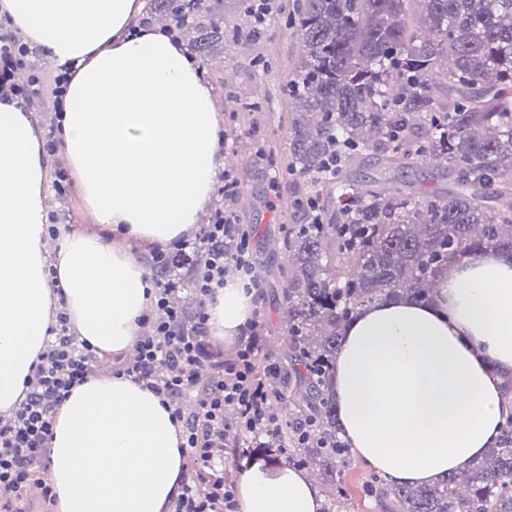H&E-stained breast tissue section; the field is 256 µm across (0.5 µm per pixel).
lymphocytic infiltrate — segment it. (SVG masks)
Segmentation results:
<instances>
[{"label":"lymphocytic infiltrate","mask_w":512,"mask_h":512,"mask_svg":"<svg viewBox=\"0 0 512 512\" xmlns=\"http://www.w3.org/2000/svg\"><path fill=\"white\" fill-rule=\"evenodd\" d=\"M27 45L0 33V95L22 98L26 86L14 84L13 74L27 55ZM156 285L157 316L149 318L137 342L134 360L116 363L114 375L146 383L173 408L183 428L185 463L180 492L168 512H236L234 494L220 476H204L224 449V437L240 439L270 436L277 419L272 410L267 380L272 364L257 350L260 324L251 321L232 359L208 340V315L198 309L194 326L181 328V311ZM95 353L70 332L65 311L56 315V334L41 354L25 400L7 419H0V512H26L23 491L39 483L47 506L56 494L45 473L47 443L55 414L72 388L93 371Z\"/></svg>","instance_id":"obj_1"}]
</instances>
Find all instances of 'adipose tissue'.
I'll return each mask as SVG.
<instances>
[{"mask_svg": "<svg viewBox=\"0 0 512 512\" xmlns=\"http://www.w3.org/2000/svg\"><path fill=\"white\" fill-rule=\"evenodd\" d=\"M37 54L70 68L57 132L43 148L30 109L0 99V415L25 399L58 308L97 357L129 355L154 287L137 251L190 236L224 168L219 104L182 42L143 22L142 0H0ZM71 170L98 224L49 241L47 176ZM251 300L206 303L216 340L239 333ZM512 375V256L466 255L434 304L361 310L330 385L357 458L395 483L467 469L494 447ZM182 425L144 383L91 374L60 406L48 441L60 512H166L183 473ZM239 512H322L312 477L253 460L238 472Z\"/></svg>", "mask_w": 512, "mask_h": 512, "instance_id": "1", "label": "adipose tissue"}]
</instances>
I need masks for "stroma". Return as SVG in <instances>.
Returning a JSON list of instances; mask_svg holds the SVG:
<instances>
[{
    "label": "stroma",
    "mask_w": 512,
    "mask_h": 512,
    "mask_svg": "<svg viewBox=\"0 0 512 512\" xmlns=\"http://www.w3.org/2000/svg\"><path fill=\"white\" fill-rule=\"evenodd\" d=\"M297 55L295 37L284 21L279 20L269 26L261 40L227 41L223 63L207 65L209 81L225 82L224 87L216 91L224 102L220 137L225 156H232L246 144L255 149L268 143L285 147L287 133L283 116L288 105L280 88ZM256 57L266 60L265 69L251 67L250 61ZM244 99L256 101L257 111L250 114L243 111L240 102ZM230 173L238 184L234 198L236 221L254 229L251 240L254 254L271 258L273 251L268 247L269 242L276 240L278 228L290 221L289 212L279 206L287 191L276 188L274 170L265 165L252 162L234 166ZM46 206L48 213L65 216V226L69 229L94 221L75 186L63 195L48 189Z\"/></svg>",
    "instance_id": "obj_1"
}]
</instances>
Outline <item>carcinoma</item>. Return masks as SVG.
Here are the masks:
<instances>
[{
	"label": "carcinoma",
	"mask_w": 512,
	"mask_h": 512,
	"mask_svg": "<svg viewBox=\"0 0 512 512\" xmlns=\"http://www.w3.org/2000/svg\"><path fill=\"white\" fill-rule=\"evenodd\" d=\"M246 38L285 16L302 53L293 62L288 142L281 159L260 150L286 180L291 223L280 259L265 265L288 312L277 348V438L252 453L309 471L323 512H350L340 435L328 386L343 328L358 311L398 297L429 303L463 256H512V0H243ZM192 38L208 61L239 31L224 26V0H148L146 21ZM403 172L438 161L443 191L362 181L355 159ZM248 228L205 224L194 250L151 256L149 268L179 293L196 287L208 253L229 261ZM360 493L380 512H512V415L498 442L461 473L421 486L391 485L369 471Z\"/></svg>",
	"instance_id": "cac0c4a2"
}]
</instances>
